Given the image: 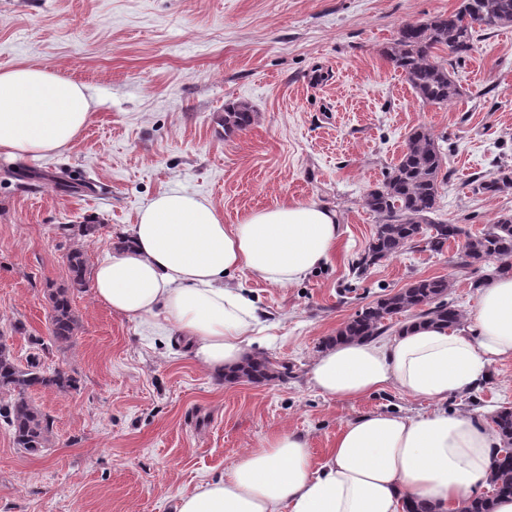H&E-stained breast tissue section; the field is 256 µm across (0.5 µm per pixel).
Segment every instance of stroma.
Masks as SVG:
<instances>
[{"instance_id":"stroma-1","label":"stroma","mask_w":512,"mask_h":512,"mask_svg":"<svg viewBox=\"0 0 512 512\" xmlns=\"http://www.w3.org/2000/svg\"><path fill=\"white\" fill-rule=\"evenodd\" d=\"M464 0H0V69L49 67L84 85L92 116L67 149L0 154V336L26 358L48 338L49 285L66 282L61 224L95 217L89 264L114 250L123 228L158 193L209 200L225 223L288 201L335 210L329 261L280 288L249 270L234 287L255 302L254 355L288 362L284 380L223 383L196 364L164 319L112 313L74 293L82 328L45 362L75 390L33 392L54 421L55 445L30 455L0 427V512H173L180 494L229 472L261 440L303 434L322 461L351 420L374 411L427 412L431 400L387 386L343 401L319 393L307 372L325 340L358 310L424 278L450 283L462 315L494 263L463 268L460 247L407 249L356 277L377 218L370 189L426 127L446 154L439 220L473 234L512 214V186L474 192L512 170V26L478 31L454 61L459 98L423 104L384 48L404 24L459 11ZM245 101L257 113L225 134L217 113ZM447 407L490 425L512 408V360L493 364L478 389Z\"/></svg>"}]
</instances>
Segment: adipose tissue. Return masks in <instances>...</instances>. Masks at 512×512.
Masks as SVG:
<instances>
[{
	"instance_id": "obj_1",
	"label": "adipose tissue",
	"mask_w": 512,
	"mask_h": 512,
	"mask_svg": "<svg viewBox=\"0 0 512 512\" xmlns=\"http://www.w3.org/2000/svg\"><path fill=\"white\" fill-rule=\"evenodd\" d=\"M83 85L49 68L0 71V152L11 157L67 149L91 117ZM339 236L335 212L288 202L225 223L214 205L171 189L158 193L95 266L91 292L112 312L143 322L164 316L194 361L221 376L248 358L253 304L226 277L248 269L273 286L301 281L326 264ZM512 360V277L483 283L468 323L409 322L392 341L331 344L309 370L324 395L354 400L387 385L434 409L414 416L371 412L347 423L321 463L308 439L280 431L246 452L223 477L181 494L175 512H404L414 498L456 512L488 487L498 436L448 396L477 386L485 368Z\"/></svg>"
}]
</instances>
